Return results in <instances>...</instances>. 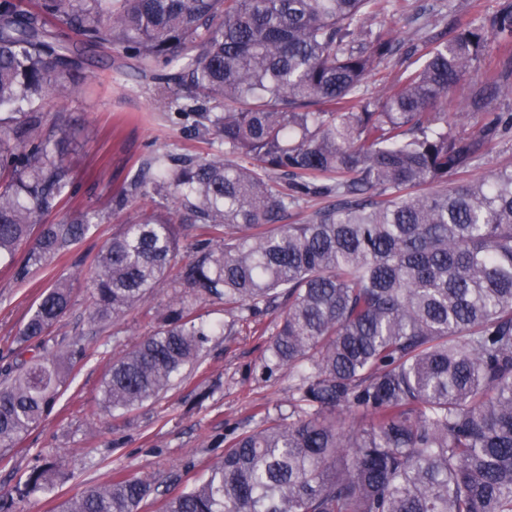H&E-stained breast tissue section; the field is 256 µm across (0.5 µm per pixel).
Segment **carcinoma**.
I'll use <instances>...</instances> for the list:
<instances>
[{"label":"carcinoma","instance_id":"carcinoma-1","mask_svg":"<svg viewBox=\"0 0 512 512\" xmlns=\"http://www.w3.org/2000/svg\"><path fill=\"white\" fill-rule=\"evenodd\" d=\"M390 0H0V261L24 282L82 241L99 213L51 224L74 188L69 120L79 45L107 43L197 90L193 129L224 150L153 155L115 197L171 191L182 223L150 215L99 248L90 319L116 320L173 272L183 294L162 325L112 361L98 406L112 416L158 398L224 329L192 302L277 313L264 369L297 374L288 415L235 437L166 512H512V170L476 168L512 131V0L480 23L405 51L379 98L361 88L401 50L371 18ZM78 42L60 43L52 27ZM56 103H46L49 93ZM482 113L462 137L448 113ZM334 197L303 224V196ZM189 255L179 258L181 248ZM60 279L19 330L29 359L0 369V448L53 411L82 340L48 344L70 308ZM63 472L33 467L15 500ZM152 493L117 475L61 512H137Z\"/></svg>","mask_w":512,"mask_h":512}]
</instances>
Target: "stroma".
<instances>
[{"label": "stroma", "mask_w": 512, "mask_h": 512, "mask_svg": "<svg viewBox=\"0 0 512 512\" xmlns=\"http://www.w3.org/2000/svg\"><path fill=\"white\" fill-rule=\"evenodd\" d=\"M498 6L499 0H392L391 10L396 36L406 40L444 31L452 15L465 23L478 22ZM81 67L88 79L64 103L76 191L63 209L90 207L99 211L101 221L82 243L26 282L15 281L0 264V365L15 356L16 336L34 301L60 277L74 280L75 296L50 335L82 336L88 357L69 375L49 417L0 453V495L11 492L20 478L51 456L61 458L68 481L21 503L20 512H56L62 500L109 482L116 471L154 486L138 512H163L169 498L204 478L221 460L227 436L253 429L261 412L287 413L294 373L283 368L269 375L263 370L266 333L274 327V315L242 321L223 302L200 299L194 303L196 314L223 324L224 330L213 336L199 362L158 399L121 417L113 419L97 409L101 381L113 359L152 334L180 294L167 280L121 319L89 322L88 272L102 243L141 215H179L172 194H138L120 211L113 198L155 153L208 157L222 145L213 134H191L190 120L161 105L151 76L110 45L82 48ZM209 386L214 394L199 400V392Z\"/></svg>", "instance_id": "35a3bbf8"}]
</instances>
